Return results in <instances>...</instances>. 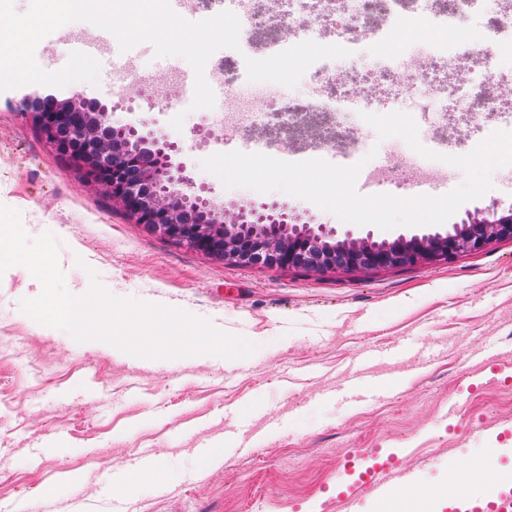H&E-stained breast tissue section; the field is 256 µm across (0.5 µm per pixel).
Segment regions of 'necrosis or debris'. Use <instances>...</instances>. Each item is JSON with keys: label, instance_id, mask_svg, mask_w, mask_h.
I'll use <instances>...</instances> for the list:
<instances>
[{"label": "necrosis or debris", "instance_id": "obj_1", "mask_svg": "<svg viewBox=\"0 0 512 512\" xmlns=\"http://www.w3.org/2000/svg\"><path fill=\"white\" fill-rule=\"evenodd\" d=\"M234 12L245 37L239 49L224 51L222 128L241 126L259 130L276 126L284 133L343 112H376L381 105L413 115L420 141L443 140L435 105L455 101L466 117V128L497 120L512 131V78L492 68L478 67V56L459 50L450 33L464 13L478 20L495 40L501 54H512V0H223ZM424 17L438 26L442 38L434 43L411 44L399 51L398 63L345 80L322 60L308 65L305 98L269 112L264 101L239 103L237 86L260 64L248 39L249 32L265 30L266 53H288L289 38L310 39L324 45L326 54L358 55L371 44H384L387 23L406 24Z\"/></svg>", "mask_w": 512, "mask_h": 512}]
</instances>
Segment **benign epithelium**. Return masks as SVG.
Listing matches in <instances>:
<instances>
[{"instance_id":"benign-epithelium-1","label":"benign epithelium","mask_w":512,"mask_h":512,"mask_svg":"<svg viewBox=\"0 0 512 512\" xmlns=\"http://www.w3.org/2000/svg\"><path fill=\"white\" fill-rule=\"evenodd\" d=\"M20 107L56 152L101 188L137 224L196 251L241 266L269 270L385 271L450 260L478 252L497 240H512V210L452 225L444 233L399 236L391 241L334 240L277 207L242 210L227 219L224 209L201 197L175 164V145L160 144L132 127L112 124L108 113L80 97L32 92ZM210 216L196 224L190 213Z\"/></svg>"}]
</instances>
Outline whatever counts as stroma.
Wrapping results in <instances>:
<instances>
[{
  "mask_svg": "<svg viewBox=\"0 0 512 512\" xmlns=\"http://www.w3.org/2000/svg\"><path fill=\"white\" fill-rule=\"evenodd\" d=\"M422 20L398 28L384 48L331 66L370 70L394 61L400 40L417 36ZM321 44L295 42L287 57L269 61L237 87L242 100L261 96L268 106L305 94L308 59ZM184 58L149 57L145 94L123 99L107 73L98 84L75 82L58 97L97 102L113 123L130 125L178 146L175 161L198 193L224 210L277 204L335 238L391 240L426 234L423 226L382 230L345 223L313 203L275 191L228 189L200 162L225 138L212 113L194 110L181 130L170 125L166 102L181 98ZM24 88L0 92V205L17 210L30 237L51 232L70 293L98 283L118 297L181 308L258 343L245 359L197 354L174 360L139 358L103 343L77 342L23 313L20 302L37 289L13 268L0 275V506L11 512H336L343 456L376 448L398 455L416 488L437 492L449 463L478 458L488 442L504 447L501 467L512 471V240L448 262L376 273L272 271L211 259L176 244L113 209L21 112ZM346 134L390 153L399 169L387 192L417 196L412 148L401 138L380 139L361 116L346 115ZM486 130L449 136L426 172L447 174L448 188L464 180L446 156L464 155ZM495 169L493 187L451 216L512 210V180ZM378 372L390 391L368 389L350 404L336 393L355 366ZM456 402V420L448 418ZM248 429L254 450L200 468L202 444L223 442ZM142 448L153 449L158 478L110 505L106 479L124 470ZM65 471L81 484L60 482L44 496L52 475Z\"/></svg>",
  "mask_w": 512,
  "mask_h": 512,
  "instance_id": "1",
  "label": "stroma"
}]
</instances>
